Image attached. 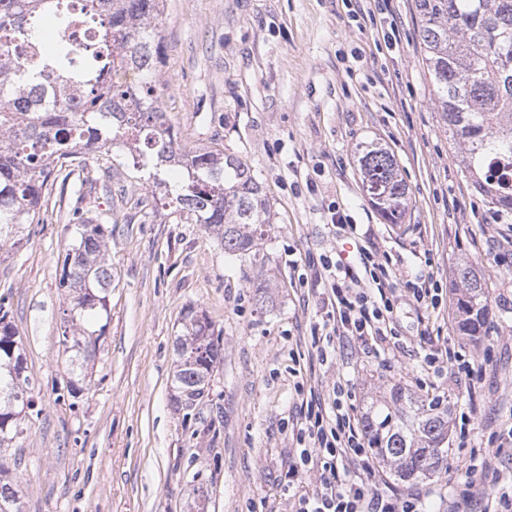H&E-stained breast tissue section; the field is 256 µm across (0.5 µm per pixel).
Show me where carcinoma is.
I'll return each instance as SVG.
<instances>
[{
	"label": "carcinoma",
	"instance_id": "cac0c4a2",
	"mask_svg": "<svg viewBox=\"0 0 512 512\" xmlns=\"http://www.w3.org/2000/svg\"><path fill=\"white\" fill-rule=\"evenodd\" d=\"M164 0H0V244L25 224H40L42 198L59 163L103 154L159 190L166 218L201 224L224 252L256 249L272 223L270 203L247 159L217 144L186 146L169 123L161 85ZM419 39L448 136L460 149L475 193L503 219L512 215V188L489 174V163L512 165V0H416ZM370 204L400 224L408 187L394 155L378 142L358 148ZM78 236L66 253L58 288L72 298L61 344L70 371L86 378L110 315L112 272L104 225L112 216L72 209ZM456 328L472 339L487 332L489 292L476 266L455 270ZM8 311L0 313V444L23 433L18 407L33 406L21 338ZM176 338L171 401L188 419L209 395L224 361L204 313L189 308ZM381 415L362 427L374 457L395 480L430 474L445 459L451 409L390 389ZM12 471L0 465V501L21 496Z\"/></svg>",
	"mask_w": 512,
	"mask_h": 512
}]
</instances>
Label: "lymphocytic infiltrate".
<instances>
[{"label": "lymphocytic infiltrate", "instance_id": "1", "mask_svg": "<svg viewBox=\"0 0 512 512\" xmlns=\"http://www.w3.org/2000/svg\"><path fill=\"white\" fill-rule=\"evenodd\" d=\"M359 256L364 267L360 274L343 260L328 256L321 260L320 330L325 340L338 336L364 344L383 343L394 333L395 275L377 254L363 250ZM304 406L298 437L308 446L293 458L284 476L296 512H422L418 492L396 496L382 488L361 424L341 400L328 405L313 394ZM310 470L318 474L312 490L302 484L304 472Z\"/></svg>", "mask_w": 512, "mask_h": 512}]
</instances>
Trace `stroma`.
Masks as SVG:
<instances>
[{
    "label": "stroma",
    "instance_id": "obj_1",
    "mask_svg": "<svg viewBox=\"0 0 512 512\" xmlns=\"http://www.w3.org/2000/svg\"><path fill=\"white\" fill-rule=\"evenodd\" d=\"M355 0H166L162 90L182 144L221 140L245 156L274 222L256 251L225 254L202 225L154 213L150 188L130 170L112 172V191L83 206L111 214L110 319L95 365L69 389L59 342L67 301L58 287L80 178L54 180L43 221L0 247V299L17 327L35 405L25 430L0 448L22 487L21 512H194L203 488L208 512H294L282 477L297 442L301 386L325 402L351 392L355 417L401 386L448 401L453 416L475 409L467 445L448 435L446 467L414 483L427 512H446L458 479L512 430V229L490 210L460 168V153L435 106L418 38L415 0H384L357 25ZM394 153L411 197L403 223L370 205L357 168L358 145ZM348 228L332 224V211ZM370 238L397 276L396 347L376 352L334 340L328 361L312 349L319 258ZM481 270L490 297L487 336L454 328V271ZM437 289L426 307L406 281ZM206 312L224 363L198 420H183L170 396L175 341L187 308ZM450 359L427 364L430 346ZM473 362L472 373L458 360ZM390 492L409 486L388 470ZM512 489V451L476 478L474 512Z\"/></svg>",
    "mask_w": 512,
    "mask_h": 512
}]
</instances>
